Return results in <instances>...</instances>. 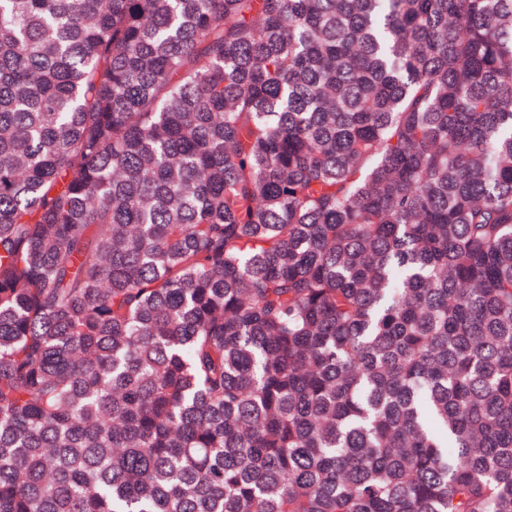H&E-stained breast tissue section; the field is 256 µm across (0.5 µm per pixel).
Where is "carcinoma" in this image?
<instances>
[{"label":"carcinoma","mask_w":512,"mask_h":512,"mask_svg":"<svg viewBox=\"0 0 512 512\" xmlns=\"http://www.w3.org/2000/svg\"><path fill=\"white\" fill-rule=\"evenodd\" d=\"M0 512H512V0H0Z\"/></svg>","instance_id":"cac0c4a2"}]
</instances>
